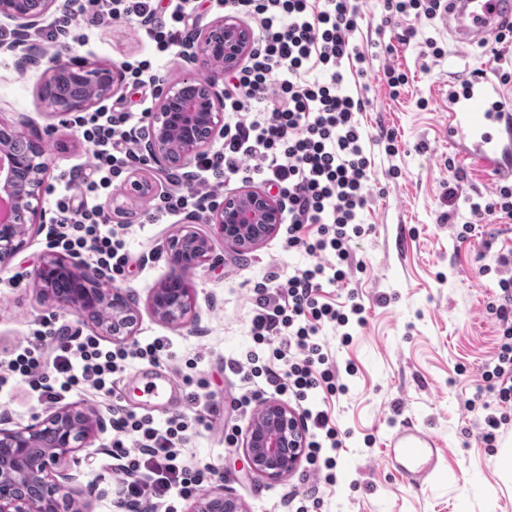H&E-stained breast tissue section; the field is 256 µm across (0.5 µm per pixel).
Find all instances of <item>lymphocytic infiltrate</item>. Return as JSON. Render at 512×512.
Here are the masks:
<instances>
[{
  "label": "lymphocytic infiltrate",
  "instance_id": "obj_1",
  "mask_svg": "<svg viewBox=\"0 0 512 512\" xmlns=\"http://www.w3.org/2000/svg\"><path fill=\"white\" fill-rule=\"evenodd\" d=\"M192 0H168L167 20H157L155 0H67V9L34 41H53L66 34L75 18L86 25L103 16L134 24L156 52L166 54L186 45L185 31L192 18ZM225 12L253 20L257 34L244 64L224 77V140L197 158L186 187L160 193L149 221L167 224L172 219L203 216L217 208L227 181H260L276 187L287 199L286 251L306 254L310 262L287 278L270 274L255 284V305L249 330L255 343L267 345L269 357L261 366L244 367L239 360L227 366L244 379H263L262 388L241 396L240 406L264 401L267 393L291 395L300 402L301 428L310 466H325L326 481H334L335 460L322 457L342 446L337 426L327 411L306 408L311 391L333 396L345 392L339 368L321 340L325 325L339 330L363 323L364 307L355 293L344 302L324 301L323 290L346 285L351 270H363L351 243L364 228L358 217L369 203L368 186L377 176L371 143L357 119L369 101L342 88L343 62L356 64L364 74L370 60L355 41L358 13L353 0H216ZM325 80L314 79V72ZM150 112H134L119 104H102L90 112L69 116L93 147L90 165L77 166L60 177L64 189L54 195L48 236L53 247L69 254H88L104 273L120 275L132 261L126 240L114 227L102 203L113 183L124 180L134 166L146 164L135 144L147 134ZM475 224L456 228L460 241L469 240L476 223L512 222V184L496 186L482 205H474ZM481 274L496 273L499 292L486 309L498 321L493 357L482 365L481 383L466 403L482 409L478 437L493 445L496 432L512 421V248L500 253L494 266ZM53 327L37 330L21 352L0 374V387L9 375L24 377L42 403L64 399L89 385L104 396L112 411L110 453L120 463L126 494L132 502L143 499L166 504L171 490L180 496L196 493L203 470L190 466L184 455L186 433L194 426L185 415L156 424L153 415H139L121 402L115 377L134 359L158 361L167 352V338L144 345L103 348L97 337L77 344L49 348ZM52 364L54 376L43 371Z\"/></svg>",
  "mask_w": 512,
  "mask_h": 512
}]
</instances>
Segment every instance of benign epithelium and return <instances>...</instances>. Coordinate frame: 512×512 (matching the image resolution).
<instances>
[{
  "label": "benign epithelium",
  "instance_id": "obj_1",
  "mask_svg": "<svg viewBox=\"0 0 512 512\" xmlns=\"http://www.w3.org/2000/svg\"><path fill=\"white\" fill-rule=\"evenodd\" d=\"M58 0H0V15L24 36L39 26ZM254 34L242 19L226 14L212 21L190 45L187 74L168 85L150 113L144 143L159 170L183 169L224 134V72L251 52ZM63 47L46 69L39 100L61 117L85 112L121 88L123 77L112 64L87 66L67 57ZM53 164L43 137L12 129L0 132V272L24 247L29 230L44 222L41 188ZM153 181L134 178L120 191L126 199L146 198ZM283 221L282 200L257 189H242L206 218L214 237L248 250L272 236ZM217 259L213 237L186 227L168 242L170 272L149 294L147 307L158 320L177 326L194 312L195 288L189 276ZM35 286L59 310L115 342L129 339L138 324V306L103 272L54 251H47L31 273ZM106 425L104 416L83 403L55 408L43 419L17 429L0 419V512H61L60 501L84 494L78 480L77 453ZM244 450L250 469L270 480L293 475L304 455L299 417L288 404L265 401L247 428ZM190 512H247L235 497L205 490Z\"/></svg>",
  "mask_w": 512,
  "mask_h": 512
}]
</instances>
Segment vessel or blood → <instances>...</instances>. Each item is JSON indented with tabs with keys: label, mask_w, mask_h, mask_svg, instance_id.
Masks as SVG:
<instances>
[{
	"label": "vessel or blood",
	"mask_w": 512,
	"mask_h": 512,
	"mask_svg": "<svg viewBox=\"0 0 512 512\" xmlns=\"http://www.w3.org/2000/svg\"><path fill=\"white\" fill-rule=\"evenodd\" d=\"M442 20L461 47H484L504 21H512V0H446ZM458 90L448 102L443 134L449 148L482 169L491 182L512 181V113L500 84L488 75L456 76ZM143 385L142 407L162 410L173 389L170 378L150 370L136 372ZM392 466L413 484L437 475L439 442L414 422L402 423L386 442Z\"/></svg>",
	"instance_id": "1"
}]
</instances>
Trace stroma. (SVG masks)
Segmentation results:
<instances>
[{
    "instance_id": "35a3bbf8",
    "label": "stroma",
    "mask_w": 512,
    "mask_h": 512,
    "mask_svg": "<svg viewBox=\"0 0 512 512\" xmlns=\"http://www.w3.org/2000/svg\"><path fill=\"white\" fill-rule=\"evenodd\" d=\"M356 4L361 15L357 43L378 42L387 51L373 59L362 77L351 65H343V87L370 101L358 116L364 134L395 132L399 151L389 157L375 150L381 177L359 215L369 232L352 244L365 269L350 286L366 308V323L353 329L344 346L332 329L324 331L339 363L352 365L354 372L345 378L344 395L328 399L319 392L310 397L311 403L329 410L344 440L335 483L318 486L317 512H512V468L500 462L503 453H512V423L501 426L494 446L487 448L476 437L477 412L464 407L479 380L478 366L495 351L497 334V321L485 309L497 291V277L479 275L478 268L512 247V226L482 224L471 240L456 239L455 225L472 222V205L484 203L494 185L460 160L456 166L465 179L457 196L449 197L452 152L439 136L448 117L449 77L483 67L501 71L512 60V50L497 56L487 48L458 47L437 18L416 22L415 36L404 41V22L384 23L383 0ZM85 34L84 40L70 43L77 59L119 66L149 58L163 87L186 72L182 57L153 58L131 25L101 23L86 28ZM430 38L442 48L441 57L424 56ZM56 49L53 43L44 46L31 66L20 61L24 47L0 51V123L11 127L23 121L41 133L52 148L55 175L92 159V147L82 135L39 105L44 66ZM389 66L408 76L395 98L384 80ZM393 165L399 177H385V169ZM181 230L178 223L138 220L126 230L134 260L115 285L140 310L133 338L145 344L167 337L172 354L159 364L173 381L181 385L190 377L208 384L211 398L199 407L207 424L190 429L185 444L188 462L207 470L203 489H224L247 512H289V498L310 488L304 480L309 465L301 463L288 479L270 481L251 470L242 445L227 447L226 429H247L251 415L238 409L244 384L224 362L245 359L255 347L249 334L254 284L273 271L288 274L307 259L283 251L278 233L247 251L216 241L218 262L192 276L197 292L194 324L168 325L150 314L147 299L169 272L165 248ZM47 249L45 229H32L7 272L0 273V363L21 351L44 321L62 331L49 337L53 347L62 338L90 333L34 286L30 274ZM50 410V405L37 402L23 378L0 389V416L10 427L27 426ZM408 419L432 433L442 448L440 473L422 487L411 485L385 459L389 434ZM111 438V428H104L80 451L79 482L94 495L75 498L74 512H113V500L124 496L119 463L109 455Z\"/></svg>"
}]
</instances>
